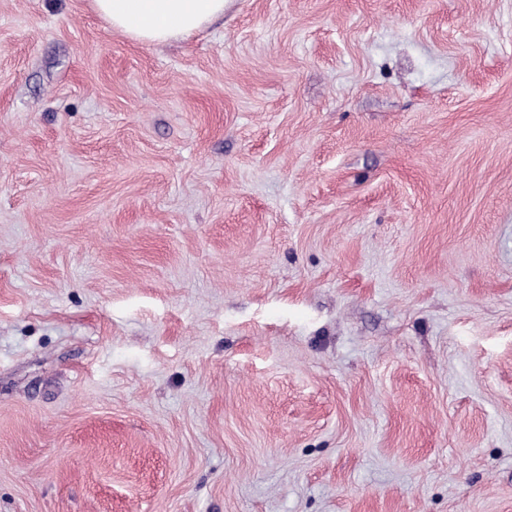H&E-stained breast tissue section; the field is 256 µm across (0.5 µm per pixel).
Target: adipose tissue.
<instances>
[{
  "label": "adipose tissue",
  "mask_w": 512,
  "mask_h": 512,
  "mask_svg": "<svg viewBox=\"0 0 512 512\" xmlns=\"http://www.w3.org/2000/svg\"><path fill=\"white\" fill-rule=\"evenodd\" d=\"M226 0H93L113 29L143 42L162 43L189 35L224 14Z\"/></svg>",
  "instance_id": "1"
}]
</instances>
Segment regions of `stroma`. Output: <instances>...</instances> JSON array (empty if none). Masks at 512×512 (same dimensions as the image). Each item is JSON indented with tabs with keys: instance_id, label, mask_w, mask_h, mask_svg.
I'll use <instances>...</instances> for the list:
<instances>
[{
	"instance_id": "obj_1",
	"label": "stroma",
	"mask_w": 512,
	"mask_h": 512,
	"mask_svg": "<svg viewBox=\"0 0 512 512\" xmlns=\"http://www.w3.org/2000/svg\"><path fill=\"white\" fill-rule=\"evenodd\" d=\"M0 512H512V0H0ZM113 29L143 42L189 35L224 16L226 0H92Z\"/></svg>"
}]
</instances>
